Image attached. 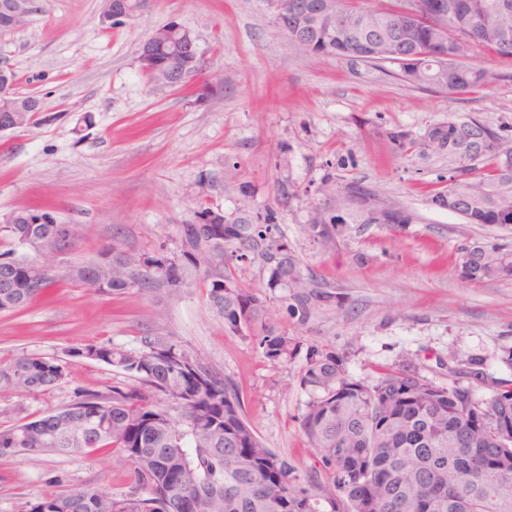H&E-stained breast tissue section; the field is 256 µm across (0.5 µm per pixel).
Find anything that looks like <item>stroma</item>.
Instances as JSON below:
<instances>
[{
	"label": "stroma",
	"mask_w": 512,
	"mask_h": 512,
	"mask_svg": "<svg viewBox=\"0 0 512 512\" xmlns=\"http://www.w3.org/2000/svg\"><path fill=\"white\" fill-rule=\"evenodd\" d=\"M32 3L24 26L0 32V61L15 71L18 93L41 100L44 119L0 133V218L38 209L75 225V247L47 257L61 272L112 245L173 257L198 196L234 209L239 183L224 182L230 160L239 182L256 187V206L275 209L281 234L332 299L304 323L270 303L272 323L292 340L288 357L272 360L212 316L201 273L189 272L176 294L106 295L64 280L50 299L0 312V360H69L71 348L90 343L136 350L147 336L170 341L232 380L257 435L300 483L327 488L333 474L300 428L311 398L300 377L311 357L334 354L346 376L368 382L404 369L444 386L461 367V384L484 376L479 398L489 397V381L512 384V279L460 276L463 247L512 246V224H471L435 206L433 196L448 186L447 157L396 153L385 136L390 129L418 136L460 117L512 143L511 58L468 50L467 63L500 79L453 99L410 86L392 63L298 54L264 0H153L110 30L99 23L101 0ZM173 20L195 31L208 71L179 88L149 84L140 45ZM327 173L369 188L377 205L407 208L413 222L354 224L335 249H323L303 226ZM285 176L299 196L280 204L276 181ZM69 362L51 390L2 395L0 409L34 420L71 403L75 389L104 392L129 382L105 364ZM97 486L117 496L130 487L128 465L111 450L0 457V512H26L47 495Z\"/></svg>",
	"instance_id": "35a3bbf8"
}]
</instances>
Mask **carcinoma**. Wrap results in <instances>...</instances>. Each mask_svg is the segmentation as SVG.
I'll return each mask as SVG.
<instances>
[{
    "label": "carcinoma",
    "instance_id": "1",
    "mask_svg": "<svg viewBox=\"0 0 512 512\" xmlns=\"http://www.w3.org/2000/svg\"><path fill=\"white\" fill-rule=\"evenodd\" d=\"M274 22L302 55L338 57L375 65L397 61L386 55L392 41L402 56V80L418 89L450 97L498 81L485 67L460 62L467 47H483L512 58V0H449L451 13L426 8L411 12L408 0L371 8L362 0H334L336 24H314L294 9L296 0H265ZM147 40L166 66L147 74L150 82L173 86V73L196 71L195 55L178 23L155 29ZM30 97L0 99V108L38 121ZM386 136L401 153L416 150L448 156L451 185L435 195L442 209L473 224H512V168L502 165V137L474 119L450 118L424 134L391 131ZM472 150L475 165L458 154ZM315 193L326 206H314L304 225L313 242L326 247L349 232L351 224H410L405 208L380 207L359 183L336 185L326 174ZM196 224L182 225L180 253L144 257L112 246L66 274L95 293L166 285L177 292L185 269L203 270L212 314L224 329L254 340L270 359L286 357L288 336L267 322V302L282 299L288 314L304 323L321 300L332 295L278 232L276 213L256 211L262 223L244 232L240 218L196 201ZM76 238L52 217L35 210L15 213L0 224V312L20 311L58 277L40 265L43 251L65 252ZM461 277L470 281L512 278V251L499 245L468 247ZM279 252L288 265H268ZM255 264L266 273L264 291L239 284L229 262ZM288 293L280 295L283 283ZM68 356L115 367L136 385L107 392L78 389L65 407L34 421L0 417V457L55 452L77 457L110 448L132 469L128 493L106 488L52 494L28 512H319V498L300 484L288 462L267 448L246 417L234 383L208 363L174 343L149 336L138 350L112 344L73 347ZM68 363L19 356L0 363V392H44L66 376ZM300 384L314 397L300 427L310 446L333 474L342 493L331 512H512V387L496 384L485 399L452 380L437 386L415 372L392 370L374 382L348 378L336 357L311 360Z\"/></svg>",
    "mask_w": 512,
    "mask_h": 512
}]
</instances>
